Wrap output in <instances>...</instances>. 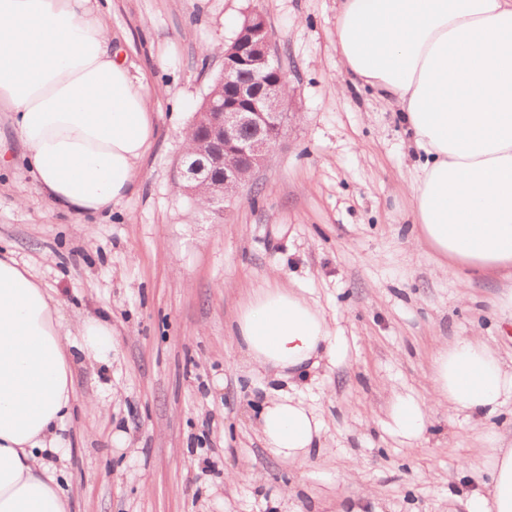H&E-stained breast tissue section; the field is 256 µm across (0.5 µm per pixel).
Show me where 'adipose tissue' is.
I'll list each match as a JSON object with an SVG mask.
<instances>
[{
	"instance_id": "1",
	"label": "adipose tissue",
	"mask_w": 512,
	"mask_h": 512,
	"mask_svg": "<svg viewBox=\"0 0 512 512\" xmlns=\"http://www.w3.org/2000/svg\"><path fill=\"white\" fill-rule=\"evenodd\" d=\"M340 90L397 106L421 155L406 190L417 245L458 270H512V0H338ZM152 90L112 51L100 0H0V106L11 114L40 193L75 217L121 204L156 136ZM71 345L60 309L11 256L0 257V512H68L56 429L73 407L75 353L108 361L112 326L86 319ZM233 338L253 369L300 378L342 352L324 311L278 283L254 291ZM432 402L400 400L409 439L436 409L466 419L512 402V361L477 336L442 346ZM258 423L266 450L302 466L323 423L295 394L271 390ZM489 479L466 512H512V448L481 460Z\"/></svg>"
}]
</instances>
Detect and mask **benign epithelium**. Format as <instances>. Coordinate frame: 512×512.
<instances>
[{"label":"benign epithelium","instance_id":"benign-epithelium-1","mask_svg":"<svg viewBox=\"0 0 512 512\" xmlns=\"http://www.w3.org/2000/svg\"><path fill=\"white\" fill-rule=\"evenodd\" d=\"M274 58L266 16L254 9L224 53V98L209 101L182 172L188 189L206 187L210 207L220 212L276 151L288 123L282 99L288 73Z\"/></svg>","mask_w":512,"mask_h":512}]
</instances>
